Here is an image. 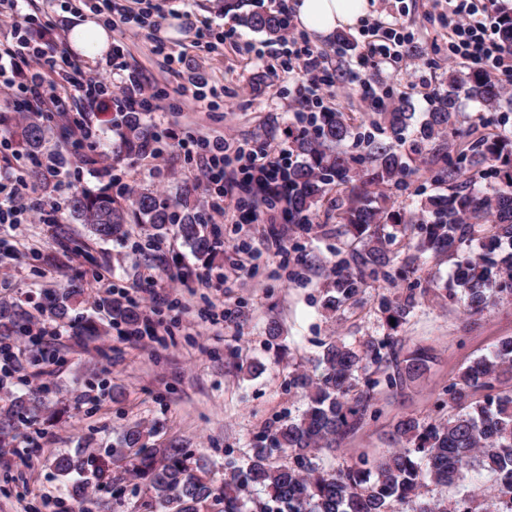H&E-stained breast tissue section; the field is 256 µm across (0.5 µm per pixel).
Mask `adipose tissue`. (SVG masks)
<instances>
[{
	"instance_id": "ef3b65f1",
	"label": "adipose tissue",
	"mask_w": 512,
	"mask_h": 512,
	"mask_svg": "<svg viewBox=\"0 0 512 512\" xmlns=\"http://www.w3.org/2000/svg\"><path fill=\"white\" fill-rule=\"evenodd\" d=\"M368 8L369 0H295L293 5L299 26L319 37L358 26Z\"/></svg>"
}]
</instances>
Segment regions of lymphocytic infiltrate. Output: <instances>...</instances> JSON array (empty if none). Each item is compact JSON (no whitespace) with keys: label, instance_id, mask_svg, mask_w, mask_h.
<instances>
[{"label":"lymphocytic infiltrate","instance_id":"lymphocytic-infiltrate-1","mask_svg":"<svg viewBox=\"0 0 512 512\" xmlns=\"http://www.w3.org/2000/svg\"><path fill=\"white\" fill-rule=\"evenodd\" d=\"M440 23L448 30L453 56L470 68L495 70L501 86L512 89V60L500 51L497 19L490 14L486 0H448V11L441 15ZM403 41L395 26L382 27L379 38L366 43L359 59L360 69L368 74L397 58ZM286 43L303 87L316 91L335 86L336 76L325 66L320 54L301 45L294 35L287 37ZM116 67L115 60L110 59L101 72L78 69L68 56L31 44L18 24L13 27L11 41L0 42V83L19 90L18 106L34 104L41 111L66 118L71 131L69 146L74 153L95 149L96 143L85 118L70 116V93H78L89 103L103 107L117 98L128 109H152L144 96L139 73H120ZM105 71L111 73V80L102 79ZM178 147L197 155L202 180L214 189L212 216L225 224L257 222L258 210L241 212L234 205V198L238 191L250 188L264 198L277 194L290 162L287 151L281 147L266 143L246 149L220 135L183 139ZM56 207V202H45L37 185L23 176L9 173L0 177V224L30 223Z\"/></svg>","mask_w":512,"mask_h":512}]
</instances>
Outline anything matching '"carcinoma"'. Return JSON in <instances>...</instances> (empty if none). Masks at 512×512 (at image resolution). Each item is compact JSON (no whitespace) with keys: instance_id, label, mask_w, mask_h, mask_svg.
<instances>
[{"instance_id":"obj_1","label":"carcinoma","mask_w":512,"mask_h":512,"mask_svg":"<svg viewBox=\"0 0 512 512\" xmlns=\"http://www.w3.org/2000/svg\"><path fill=\"white\" fill-rule=\"evenodd\" d=\"M247 27L278 38L286 17L278 12L249 9L240 14ZM497 41L512 53V13L501 14ZM467 87L473 99L486 107L501 104L504 93L487 72H452L448 87ZM380 123L393 133L403 131L411 119V105L401 98L384 105L377 113ZM459 112L453 92L446 93L428 113L419 128V138L429 142L454 130ZM5 142L30 159L41 152L49 129L37 112L26 121L5 130ZM112 159L143 160L158 149L159 141L140 112H117L112 117ZM352 135L344 112H324L313 132L306 130L291 141V152L301 157L288 172V217L312 230V207L336 192L334 208L338 223L355 242L350 260L336 264L335 279L326 291L324 306L334 312L355 298L364 286V275H378L391 264L386 239L380 226L392 223L408 230L418 227L419 250L433 249L456 257L454 288L468 314L512 300V140L499 135L480 137L459 152L468 167L450 163L439 171L436 181L448 184V193L429 196L421 214L405 215L381 208L351 185L358 167L365 166L367 181L376 185L400 183L410 169L408 160L384 143L372 144L366 156L342 149ZM491 179L493 195L471 189L477 180ZM192 190L169 199L145 189L133 193L75 190L67 203L70 217L84 225L98 240L125 238L134 224H150L162 234L176 235L200 255L213 252L214 239L205 231L199 202ZM84 289L77 285L43 290L36 312L56 321L70 322V312L81 304ZM110 318L127 326L136 325L140 310L119 299L105 302ZM388 317L400 325L411 305L397 301L383 304ZM34 312V313H36ZM34 313L18 301L0 299V345L18 334L30 332ZM80 336L92 341L106 332L104 324L81 319ZM393 337L369 336L358 343L332 340L319 358L322 373L304 370L290 375L288 386L300 391L306 409L296 418L266 432L251 449L247 462H229L224 476H204L207 464L182 448H161L150 442L154 431L138 423L128 425L117 445L106 457L57 453L50 467L66 481L67 494L77 512L83 508V483L72 478L90 468L98 481L109 478L110 465L126 462L130 471L147 481L149 506L166 512H251L245 495L259 490L265 499L257 512H512V391L496 384L512 374V337L498 342L488 356L476 359L448 384L444 394L453 413L435 423L402 416L395 425L403 447L395 448L373 463L365 458L338 471L320 458L324 449L336 448L339 439L355 431L372 412V392L379 385L375 375L384 376L387 387L403 388L406 382L427 369L429 356L422 350L400 358ZM484 392L482 398L475 393ZM46 409L42 391L34 389L9 399L0 420V447L18 435L19 425ZM485 471L491 485L478 492L465 484L467 474ZM453 487L456 496H427L429 485Z\"/></svg>"}]
</instances>
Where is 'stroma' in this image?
<instances>
[{"label": "stroma", "instance_id": "1", "mask_svg": "<svg viewBox=\"0 0 512 512\" xmlns=\"http://www.w3.org/2000/svg\"><path fill=\"white\" fill-rule=\"evenodd\" d=\"M368 24L397 21L407 38L402 55L383 64L372 77L377 96H404L414 113L400 137L377 124L373 109L357 83L340 79L322 90L325 106L345 112L352 136L349 152L365 153L371 140L394 143L414 170L402 185L370 187L396 211L419 212L426 197L440 192L435 173L449 149L485 131L512 134V103L492 111L462 99L455 134L418 143L416 131L429 110L407 76L416 67L432 73L437 92L448 88V32L435 18L447 10L445 0H369ZM53 17L49 29L32 27L35 41L46 42L82 67L98 59L80 54L72 44L73 26L84 14L61 8L58 0H37ZM165 18L156 30L116 24L112 45L122 50L124 65L139 72L147 91L157 92L158 108L150 115L174 137L166 161L124 159L112 167L74 161L60 174L44 178L28 173L46 194L66 199L70 189L99 190L116 179L151 188L165 197L178 195L195 181L196 161L176 146L189 136L226 135L239 141L288 145L292 132L303 129L297 114L299 81L285 73V57L265 35L242 26L238 11L220 8L219 0H166ZM235 29L234 39L200 47L197 30ZM350 48L335 37L311 38L329 66L356 69L364 47L362 28L348 30ZM164 42L175 61L166 64L154 53ZM203 77L223 88L214 110L194 109L180 94L193 79ZM315 232L300 233L285 220L260 224H215L211 230L224 241L215 260L194 255L176 235H157L142 225L138 235L122 241L88 240L86 253L72 249L73 241L88 239L83 225L66 209L51 213L45 224H0V296L39 299L42 288L72 283L82 288L107 279L113 290H129L153 275L157 292L168 295L155 315L157 336H126L125 325L108 336L79 342L70 324L47 321V344L54 361L39 368L29 364L33 346L28 337L13 344L19 359L10 375L0 378V397L21 395L46 383L51 401L65 405L67 414L55 421L38 417L27 423L11 445L0 448V512H70L71 502L61 479L50 469L51 454L79 448L106 450L117 442L125 425L139 422L155 427L154 443L176 444L194 457L208 460L213 478H221L227 461L244 463L256 439L306 406L300 392L290 389L288 375L301 369L318 374L324 343L348 342L366 336H396L402 355L428 349L426 372L393 393L376 389V414L340 443L336 452H323L327 465L341 467L359 459L374 460L393 448V426L404 415L429 420L447 417L440 402L444 390L474 360L490 354L498 341L512 336V303H502L470 319L461 302L446 288L453 267L448 256L417 252L416 235L395 234L389 242L392 263L386 275L369 276L354 301L328 312L324 293L336 261L347 258L350 239L337 224L327 203L315 207ZM251 259V272H236L238 261ZM209 272L212 285L200 288L196 276ZM413 296L407 321L390 328L380 310L383 298ZM278 338H271L270 325ZM264 366L261 374L250 363ZM114 485L99 484L86 474L85 512H146L150 494L144 480L131 472L112 471Z\"/></svg>", "mask_w": 512, "mask_h": 512}]
</instances>
